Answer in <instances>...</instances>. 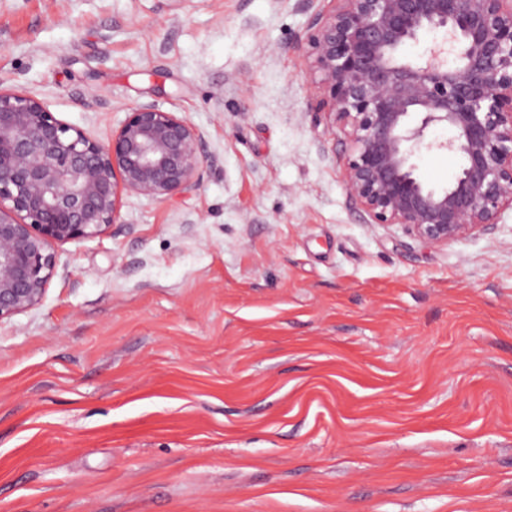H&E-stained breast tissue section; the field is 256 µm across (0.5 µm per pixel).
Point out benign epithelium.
Returning a JSON list of instances; mask_svg holds the SVG:
<instances>
[{"label": "benign epithelium", "instance_id": "benign-epithelium-1", "mask_svg": "<svg viewBox=\"0 0 512 512\" xmlns=\"http://www.w3.org/2000/svg\"><path fill=\"white\" fill-rule=\"evenodd\" d=\"M332 2L309 21L310 110L344 132L342 179L365 223L433 247L490 232L512 210V0ZM438 29L424 56H404ZM437 126L447 140L428 139ZM201 142L186 119L140 102L102 143L0 82V321L41 302L57 248L107 234L123 196L199 189L217 164ZM423 147L463 155L448 185L416 174Z\"/></svg>", "mask_w": 512, "mask_h": 512}]
</instances>
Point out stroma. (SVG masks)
<instances>
[{
  "instance_id": "35a3bbf8",
  "label": "stroma",
  "mask_w": 512,
  "mask_h": 512,
  "mask_svg": "<svg viewBox=\"0 0 512 512\" xmlns=\"http://www.w3.org/2000/svg\"><path fill=\"white\" fill-rule=\"evenodd\" d=\"M329 7L0 0L7 85L103 142L155 102L219 159L0 322V512H512V212L444 247L365 223L309 110Z\"/></svg>"
}]
</instances>
